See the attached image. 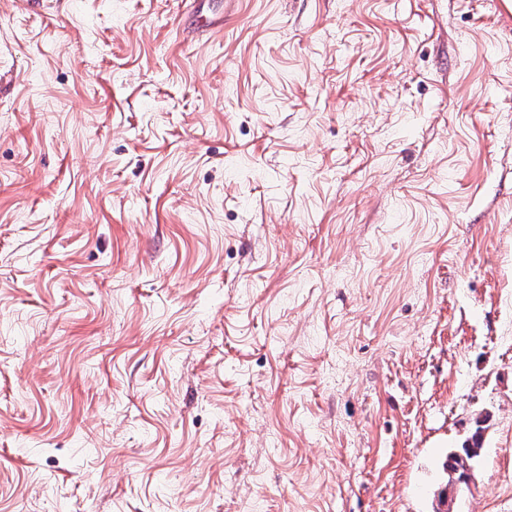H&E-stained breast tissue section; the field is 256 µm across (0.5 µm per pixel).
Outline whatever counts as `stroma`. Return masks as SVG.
<instances>
[{
	"label": "stroma",
	"instance_id": "stroma-1",
	"mask_svg": "<svg viewBox=\"0 0 512 512\" xmlns=\"http://www.w3.org/2000/svg\"><path fill=\"white\" fill-rule=\"evenodd\" d=\"M0 512H512L503 0H0Z\"/></svg>",
	"mask_w": 512,
	"mask_h": 512
}]
</instances>
